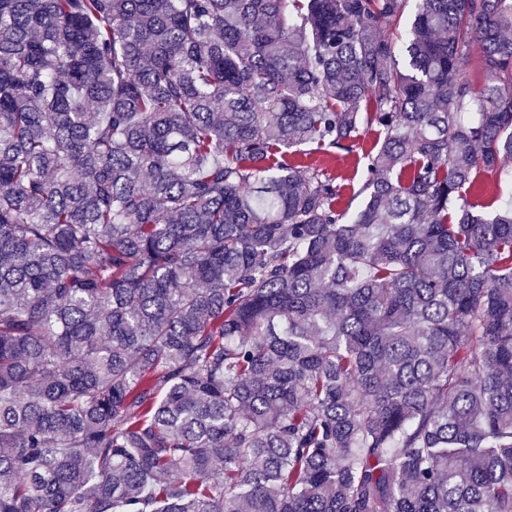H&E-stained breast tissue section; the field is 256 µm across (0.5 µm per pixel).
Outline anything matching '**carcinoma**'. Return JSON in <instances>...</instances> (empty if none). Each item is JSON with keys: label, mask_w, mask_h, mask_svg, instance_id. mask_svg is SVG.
Listing matches in <instances>:
<instances>
[{"label": "carcinoma", "mask_w": 512, "mask_h": 512, "mask_svg": "<svg viewBox=\"0 0 512 512\" xmlns=\"http://www.w3.org/2000/svg\"><path fill=\"white\" fill-rule=\"evenodd\" d=\"M509 31L0 0V512H512ZM372 126L352 213L285 159ZM512 159H505L498 172L485 173L479 177V202L487 203L496 196L508 198L512 194Z\"/></svg>", "instance_id": "carcinoma-1"}]
</instances>
